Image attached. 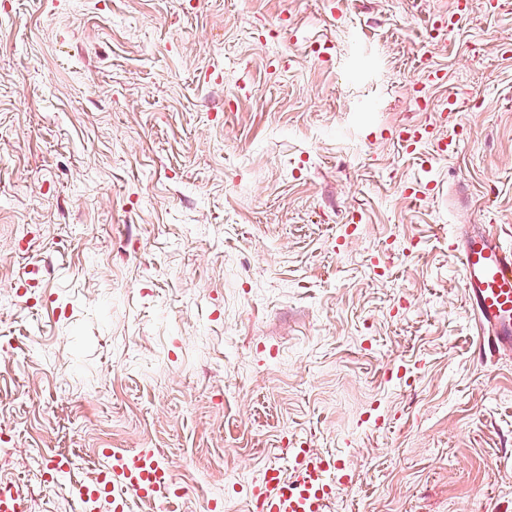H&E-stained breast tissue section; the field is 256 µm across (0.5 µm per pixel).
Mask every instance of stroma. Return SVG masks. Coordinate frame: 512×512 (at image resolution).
<instances>
[{"mask_svg": "<svg viewBox=\"0 0 512 512\" xmlns=\"http://www.w3.org/2000/svg\"><path fill=\"white\" fill-rule=\"evenodd\" d=\"M453 6L0 0V482L32 512L112 451L161 452L174 512H249L286 447L344 457L326 512H512V354L450 250L512 245V0L430 38ZM452 92L412 200L395 134H448ZM399 142H406L410 151H416L421 144H431L436 148L438 155L448 156L458 148L457 140L453 136H438L435 128L416 127L405 129L398 134Z\"/></svg>", "mask_w": 512, "mask_h": 512, "instance_id": "1", "label": "stroma"}]
</instances>
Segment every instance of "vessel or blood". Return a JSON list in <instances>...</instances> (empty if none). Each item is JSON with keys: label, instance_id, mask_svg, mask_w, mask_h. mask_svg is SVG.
Here are the masks:
<instances>
[{"label": "vessel or blood", "instance_id": "1", "mask_svg": "<svg viewBox=\"0 0 512 512\" xmlns=\"http://www.w3.org/2000/svg\"><path fill=\"white\" fill-rule=\"evenodd\" d=\"M499 0H455L448 17L433 21L432 34L452 31L459 21L480 10L494 12ZM409 150L431 144L439 155L454 153V137L438 136L434 129L416 127L398 134ZM461 265L465 298L481 344L488 349L512 351V248L499 237L474 228L453 245ZM286 466H267L249 491L255 512H325L338 487L352 480L344 461L336 455H319L308 448L285 451ZM122 493H114V485ZM100 492L111 493L112 512H129L130 498L154 501L178 498L172 475L154 454H115L102 474Z\"/></svg>", "mask_w": 512, "mask_h": 512}]
</instances>
